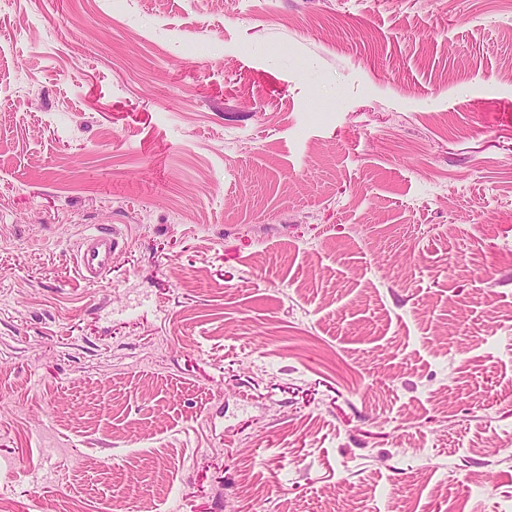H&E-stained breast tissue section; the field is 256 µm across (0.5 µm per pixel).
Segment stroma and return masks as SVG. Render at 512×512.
I'll return each mask as SVG.
<instances>
[{"mask_svg":"<svg viewBox=\"0 0 512 512\" xmlns=\"http://www.w3.org/2000/svg\"><path fill=\"white\" fill-rule=\"evenodd\" d=\"M49 504L512 512V0H0V512ZM126 243L116 227L97 228L94 233L83 237L76 256L80 278L88 283L98 281L110 268L112 252Z\"/></svg>","mask_w":512,"mask_h":512,"instance_id":"stroma-1","label":"stroma"}]
</instances>
